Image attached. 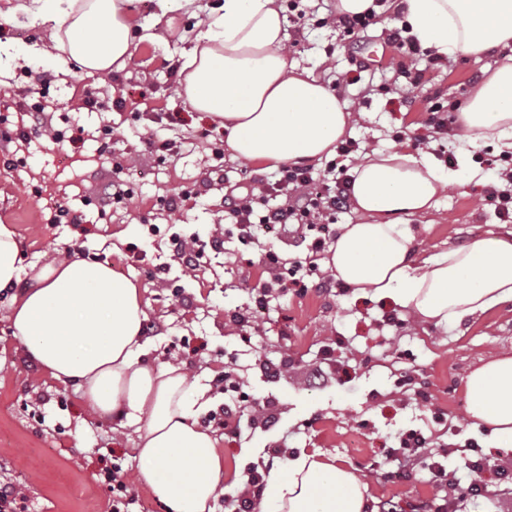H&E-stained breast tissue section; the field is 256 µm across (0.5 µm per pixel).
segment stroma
Here are the masks:
<instances>
[{"mask_svg": "<svg viewBox=\"0 0 512 512\" xmlns=\"http://www.w3.org/2000/svg\"><path fill=\"white\" fill-rule=\"evenodd\" d=\"M224 0H195L193 7L159 16L155 0H130L135 23L166 30L163 42L134 41L122 69L88 76L79 70L61 74L48 57L28 62L0 61V117L8 128L21 122L18 104L27 89H41L57 105L56 123L79 113L86 130L112 129V152L100 154L98 144L53 143L32 136L22 150L0 152V224L12 225L25 262L44 265L81 251L108 261L114 273L138 285L150 331L143 339L146 363L184 366L205 389L209 411L224 403L216 380L233 368L247 401L241 404V436L231 439L209 427L224 458L225 491L244 487L249 465L278 472L299 452L320 453L365 476L368 512L391 503L398 512H421L453 499L452 486L467 481V439H476L490 460L481 496L456 502L457 512H512V451L495 448L488 428L476 425L466 412L468 374L496 353L512 355V299L454 325H434L415 318L405 307L368 293L338 288H313L299 295L273 290L265 308H256L251 286L270 282L273 274L257 257L241 250L233 226L224 222V194L246 192L271 178L274 166L225 155L215 170L210 146L222 141L218 122L195 112L181 94V56L193 45L212 7ZM290 20L288 58L337 85L338 96L357 115L351 133L361 151L399 148L401 134H425L427 109L439 103L456 107L495 67L492 51L448 62L424 51L409 54L390 35L399 16L380 13L376 24L360 33L349 48L336 22L335 0H280ZM0 0V42L22 47L45 42L48 23L6 12ZM118 100V107L89 112L87 98ZM440 144L453 151L452 173L460 187L439 200L429 214L412 219L414 260L465 246L479 238H512V220H502L485 205L484 181L469 180L470 170L487 158L512 177V158L498 156L492 142L470 145L460 138L459 124ZM179 143L177 155L157 157L146 151L151 133ZM119 157L131 199L109 203L111 187L104 175L111 157ZM207 190L185 201L181 211L168 212L163 200L199 184ZM107 200L104 217L86 224H53L59 203ZM157 225L149 234V225ZM223 233L224 249L207 252L202 267L190 270L171 256L169 237ZM148 242L145 259L127 250L129 243ZM164 264L169 272L149 274ZM23 284L0 290V480L14 483L27 497V512H108V495L100 482L101 468L119 463L135 495L129 512H167L148 486L137 482L138 434L123 414H95L74 383L62 382L33 364L11 326L13 300ZM397 310L403 329L382 323ZM249 313V326L238 327L233 316ZM343 334L341 349L351 380L337 384L322 360V349ZM293 358L295 366L275 378L268 364ZM412 369L414 384L399 385L403 369ZM431 394L422 402L417 383ZM277 403L274 426H251L257 405ZM420 428L432 435L430 450L443 456L448 483L434 485L429 474L407 480L390 479L373 470L385 461L399 436Z\"/></svg>", "mask_w": 512, "mask_h": 512, "instance_id": "stroma-1", "label": "stroma"}]
</instances>
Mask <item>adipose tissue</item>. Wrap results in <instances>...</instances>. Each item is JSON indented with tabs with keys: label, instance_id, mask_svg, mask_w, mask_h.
<instances>
[{
	"label": "adipose tissue",
	"instance_id": "adipose-tissue-1",
	"mask_svg": "<svg viewBox=\"0 0 512 512\" xmlns=\"http://www.w3.org/2000/svg\"><path fill=\"white\" fill-rule=\"evenodd\" d=\"M128 0H16L11 15L52 25L49 43L17 59L53 55L89 75L131 56ZM408 34L431 56L454 61L508 50L469 94L458 122L470 143L493 141L512 154V0H387ZM288 19L278 0H224L213 9L181 64V93L195 111L224 122L231 154L295 165L333 154L355 114L285 51ZM358 223L342 225L327 265L333 276L408 308L419 320L459 323L512 299V241L494 237L413 265L410 219L426 215L455 182L424 152L374 150L351 170ZM27 281L11 323L29 359L75 383L101 417L124 411L136 425L139 478L168 512H210L224 473L215 439L195 417L205 393L181 367L144 363L145 312L137 286L105 261L68 257L24 266L16 233L0 224V289ZM468 414L512 450V356L483 361L466 383ZM368 485L352 469L299 452L269 476L271 512H367Z\"/></svg>",
	"mask_w": 512,
	"mask_h": 512
}]
</instances>
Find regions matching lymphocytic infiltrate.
<instances>
[{
	"instance_id": "1",
	"label": "lymphocytic infiltrate",
	"mask_w": 512,
	"mask_h": 512,
	"mask_svg": "<svg viewBox=\"0 0 512 512\" xmlns=\"http://www.w3.org/2000/svg\"><path fill=\"white\" fill-rule=\"evenodd\" d=\"M358 149V144L351 140L340 144L337 158L328 162L323 175H313L307 167L284 165L261 188L225 197V217L233 224L243 245L256 243L261 228L311 235L303 258L290 262L275 250L264 252L262 261L274 270L275 277L273 283L253 288L255 304L265 305L276 286L300 294L307 291L305 278L317 273L318 262L332 239L329 226L337 212L348 206L350 178L346 162ZM429 445V437L420 430L410 429L401 434L398 448L392 451L397 475L409 478L424 470L437 484H446L447 470L441 460L429 453Z\"/></svg>"
}]
</instances>
